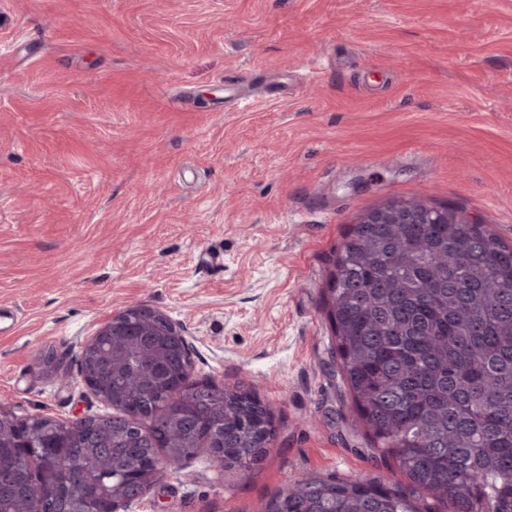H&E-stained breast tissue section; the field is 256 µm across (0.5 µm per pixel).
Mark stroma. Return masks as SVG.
I'll use <instances>...</instances> for the list:
<instances>
[{
    "instance_id": "obj_1",
    "label": "stroma",
    "mask_w": 512,
    "mask_h": 512,
    "mask_svg": "<svg viewBox=\"0 0 512 512\" xmlns=\"http://www.w3.org/2000/svg\"><path fill=\"white\" fill-rule=\"evenodd\" d=\"M391 198L512 245V0H0V403L111 413L78 345L144 302L275 438L243 478L199 451L130 512H265L305 475L405 485L326 310L343 235Z\"/></svg>"
}]
</instances>
